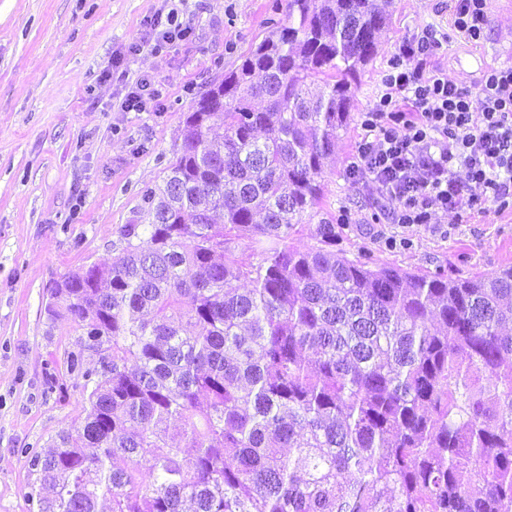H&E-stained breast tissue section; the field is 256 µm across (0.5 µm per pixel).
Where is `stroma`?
Here are the masks:
<instances>
[{"instance_id":"1","label":"stroma","mask_w":512,"mask_h":512,"mask_svg":"<svg viewBox=\"0 0 512 512\" xmlns=\"http://www.w3.org/2000/svg\"><path fill=\"white\" fill-rule=\"evenodd\" d=\"M287 0H0V512H28L35 481L26 449H47L86 415L69 353L97 361L67 316L48 319L55 281L111 263L117 230L162 182L180 142L184 112L217 75L285 20ZM177 10L190 36L153 53L150 21ZM379 53L360 76L349 125L324 168L325 209L348 210L336 247L352 260L445 274L512 267V209L461 217L440 212L405 227L383 217L375 185L351 178L363 136L359 115L379 91L390 56L425 25L444 35L426 60L476 89L481 68L458 65L473 50L487 66H512V0H490L487 34L468 41L451 0H389ZM153 77L156 105L122 112L124 81ZM64 379V390L47 378Z\"/></svg>"}]
</instances>
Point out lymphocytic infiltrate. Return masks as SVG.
<instances>
[{
	"label": "lymphocytic infiltrate",
	"instance_id": "f902f5d3",
	"mask_svg": "<svg viewBox=\"0 0 512 512\" xmlns=\"http://www.w3.org/2000/svg\"><path fill=\"white\" fill-rule=\"evenodd\" d=\"M488 22V0H455L454 25L470 41L483 38ZM440 44L432 25L407 38L360 115L366 135L350 174L393 201V224H427L437 211L465 206L512 207V67L486 70L474 92L411 67Z\"/></svg>",
	"mask_w": 512,
	"mask_h": 512
}]
</instances>
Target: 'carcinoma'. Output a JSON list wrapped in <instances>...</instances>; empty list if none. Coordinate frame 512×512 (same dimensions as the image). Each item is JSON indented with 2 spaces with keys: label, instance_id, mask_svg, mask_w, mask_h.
Returning <instances> with one entry per match:
<instances>
[{
  "label": "carcinoma",
  "instance_id": "1",
  "mask_svg": "<svg viewBox=\"0 0 512 512\" xmlns=\"http://www.w3.org/2000/svg\"><path fill=\"white\" fill-rule=\"evenodd\" d=\"M287 7L186 114L112 265L52 288L99 361L67 357L83 421L22 449L38 512H512V267L336 252L325 161L389 17Z\"/></svg>",
  "mask_w": 512,
  "mask_h": 512
}]
</instances>
